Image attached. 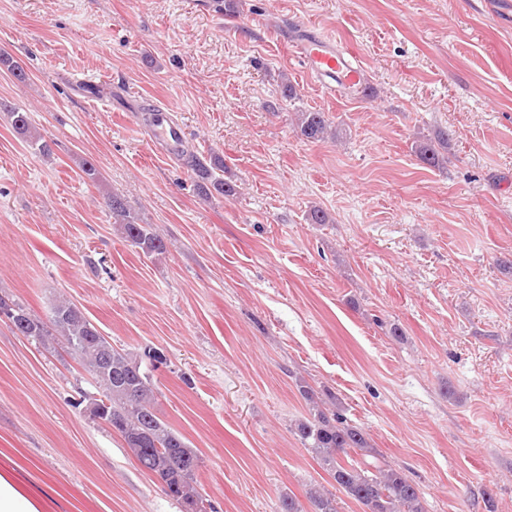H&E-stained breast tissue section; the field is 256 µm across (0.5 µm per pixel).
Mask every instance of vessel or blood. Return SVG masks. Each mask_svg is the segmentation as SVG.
Here are the masks:
<instances>
[{
  "mask_svg": "<svg viewBox=\"0 0 512 512\" xmlns=\"http://www.w3.org/2000/svg\"><path fill=\"white\" fill-rule=\"evenodd\" d=\"M294 48L307 72L322 80L325 93L342 89L364 95L361 74L352 54L337 49L331 36L305 29L297 36ZM150 133L155 154L163 158L179 155L187 140L184 126L172 120L166 107L152 114Z\"/></svg>",
  "mask_w": 512,
  "mask_h": 512,
  "instance_id": "b4317fda",
  "label": "vessel or blood"
}]
</instances>
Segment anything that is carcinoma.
<instances>
[{
	"label": "carcinoma",
	"instance_id": "1",
	"mask_svg": "<svg viewBox=\"0 0 512 512\" xmlns=\"http://www.w3.org/2000/svg\"><path fill=\"white\" fill-rule=\"evenodd\" d=\"M10 114L18 135L39 153H51L50 144L35 130L28 113L12 110ZM295 130L312 142L321 141L330 133L339 136V131H331V122L325 113L319 111L297 113ZM449 140L450 133L440 129L434 138L416 144V153L428 166L442 168L447 157L441 150L448 149ZM185 165L192 173L199 195L209 199L217 193L229 200L237 194V186L224 180L221 156L211 155L206 164L190 154ZM107 204L112 217L121 224L126 242L148 254L166 251L164 237L152 225L139 223V218L119 194H107ZM70 307L72 304L66 301L55 306L51 323L109 403L104 423L131 450L141 471L160 474L171 496L189 507L199 505L201 499L195 485L201 458L181 433L157 415L151 370L142 366L146 358L152 367H158L163 361L162 355L151 349L139 355L114 348L112 375H101L98 371L101 348L110 346V342L83 313L67 314ZM0 321L19 336L41 340L50 335L40 318L3 295H0ZM300 394L313 404L315 412L297 423L296 435L329 473L339 491L361 504L364 512H426L419 488L401 471L362 459L368 452V442L360 429L346 423L338 412L320 409L312 387L300 386ZM308 499L315 512H339L336 496L331 493L311 492Z\"/></svg>",
	"mask_w": 512,
	"mask_h": 512
}]
</instances>
